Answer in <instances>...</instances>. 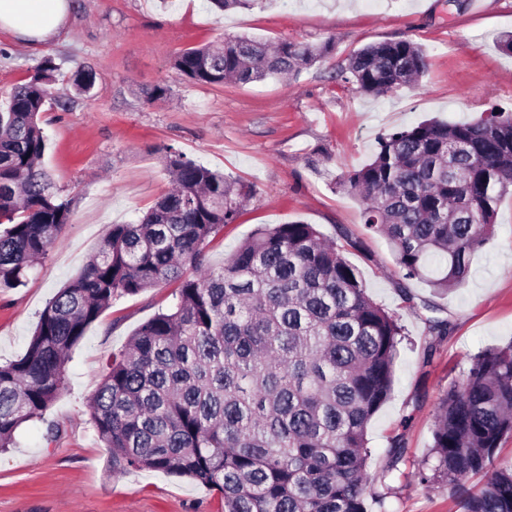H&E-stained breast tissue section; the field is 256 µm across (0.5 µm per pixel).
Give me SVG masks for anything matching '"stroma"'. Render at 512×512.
<instances>
[{"mask_svg":"<svg viewBox=\"0 0 512 512\" xmlns=\"http://www.w3.org/2000/svg\"><path fill=\"white\" fill-rule=\"evenodd\" d=\"M69 2L68 21L51 40L32 44L0 31L1 103L46 56L61 79L81 69L96 75L89 93L64 94L42 114L43 166L59 193L73 198V214L25 286L0 290V362L25 353L41 311L113 225L138 222L168 191L163 156L171 147L257 190L236 223L206 246V266H222L262 224L302 221L337 242L360 241L345 256L403 329L391 394L367 431L373 489L386 495L372 512H462L446 483L422 484L415 474L433 442L439 399L479 351L512 342V199L500 204L494 236L474 254L462 288L439 296L426 282L409 281L413 302L431 303L451 324L436 340L394 285L387 239L366 229L359 202L337 179L372 157L381 133L430 117L512 110V53L501 47L512 33V0H257L225 12L209 0ZM227 33L329 41L334 50L290 80L207 85L176 74L178 54ZM402 39L428 54L420 88L376 97L337 80L353 50ZM158 84L168 96L150 100ZM176 290L171 282L121 298L89 326L59 398L0 454V512H224L218 492L191 480L113 465L89 422V399L113 355L171 306ZM398 434L405 455L389 473Z\"/></svg>","mask_w":512,"mask_h":512,"instance_id":"stroma-1","label":"stroma"}]
</instances>
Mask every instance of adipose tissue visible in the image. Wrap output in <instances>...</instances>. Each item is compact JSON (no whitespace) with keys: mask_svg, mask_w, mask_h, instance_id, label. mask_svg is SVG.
<instances>
[{"mask_svg":"<svg viewBox=\"0 0 512 512\" xmlns=\"http://www.w3.org/2000/svg\"><path fill=\"white\" fill-rule=\"evenodd\" d=\"M67 0H0V29L19 38L39 43L63 29Z\"/></svg>","mask_w":512,"mask_h":512,"instance_id":"adipose-tissue-1","label":"adipose tissue"}]
</instances>
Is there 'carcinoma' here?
Instances as JSON below:
<instances>
[{
  "mask_svg": "<svg viewBox=\"0 0 512 512\" xmlns=\"http://www.w3.org/2000/svg\"><path fill=\"white\" fill-rule=\"evenodd\" d=\"M333 49L246 35L189 48L173 68L195 84L247 85L297 76ZM425 50L411 40L353 51L341 80L385 96L419 84ZM50 56L0 106V289L28 272L70 222L73 199L43 168L39 126L56 99ZM95 75L79 71L87 93ZM172 189L135 224H114L81 274L42 310L26 352L0 363V451L56 401L87 328L117 300L178 283L176 302L144 321L112 358L88 407L112 461L187 477L220 492L224 512H370L367 427L394 381L401 326L367 292L346 247L300 221L257 228L215 269L204 245L233 224L256 189L171 148ZM339 187L362 203L363 224L390 245L404 301L406 281L438 293L462 287L471 259L512 197V113L468 121L422 120L378 137L369 163ZM194 268L195 275L185 276ZM512 436V342L473 357L435 409L421 483L448 482L462 512H512V466H493ZM403 436L385 473L403 460ZM483 475L477 492L465 481Z\"/></svg>",
  "mask_w": 512,
  "mask_h": 512,
  "instance_id": "cac0c4a2",
  "label": "carcinoma"
}]
</instances>
